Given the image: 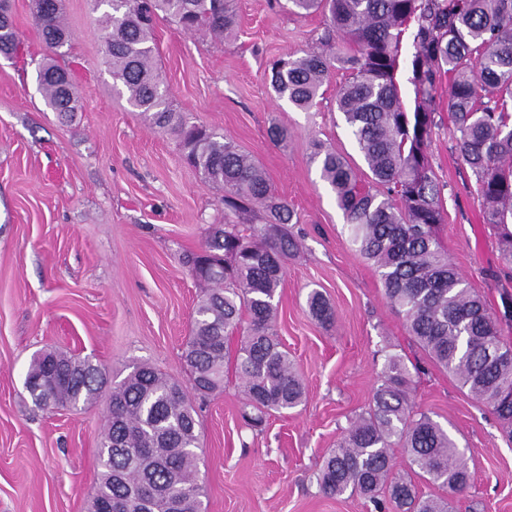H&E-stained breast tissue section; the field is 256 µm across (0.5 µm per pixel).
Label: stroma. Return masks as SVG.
I'll return each instance as SVG.
<instances>
[{
    "label": "stroma",
    "instance_id": "obj_1",
    "mask_svg": "<svg viewBox=\"0 0 512 512\" xmlns=\"http://www.w3.org/2000/svg\"><path fill=\"white\" fill-rule=\"evenodd\" d=\"M10 4L20 50L0 57V512H88L113 387L140 364L189 381L182 354L199 286L184 257L204 246L210 225L223 223V190L187 164L175 135L151 127L113 88L93 0H62L73 35L64 62L80 94L70 117L52 111L37 88L47 49L30 0ZM231 6L238 26L221 38L160 20L159 72L172 107L255 157L298 218L291 230L299 249L286 265L276 331L305 399L257 431L241 417L234 373L223 393L193 397L206 512H373L363 498L325 496L317 474L350 419L367 409L392 355L409 369L414 401L471 458L449 512H512V438L408 333L311 160L317 141L363 163L336 110L346 71L336 69L306 111L272 88V63L314 48L325 15L294 13L288 0ZM449 93L440 80L429 147L446 214L440 239L497 312L512 295V264L460 156ZM274 122L287 128V142L270 138ZM314 289L332 306V324L310 313ZM52 350L103 371L94 403L35 406L25 377L33 358Z\"/></svg>",
    "mask_w": 512,
    "mask_h": 512
}]
</instances>
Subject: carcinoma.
Here are the masks:
<instances>
[{
	"label": "carcinoma",
	"mask_w": 512,
	"mask_h": 512,
	"mask_svg": "<svg viewBox=\"0 0 512 512\" xmlns=\"http://www.w3.org/2000/svg\"><path fill=\"white\" fill-rule=\"evenodd\" d=\"M31 0V15L49 50L37 83L54 112L78 111L76 87L59 59L71 46L61 5ZM298 14H329L322 48L272 65L278 98L311 108L332 69L349 76L337 111L355 140L377 190L360 186L340 154L313 143L312 159L343 212L353 243L379 271L387 303L408 332L461 388L487 404L512 429V344L508 320L492 313L467 286L438 237L445 223L440 188L428 159L436 83L448 76V112L463 162L475 177L486 223L499 231L512 263V0H289ZM104 63L128 103L159 129L173 133L187 162L224 188V223L207 230L205 249L188 256L192 277L205 285L183 352L192 390H224L228 365L242 383L243 420L254 429L304 398L292 359L273 329L288 258L298 244L288 228L294 211L274 193L262 168L224 135L189 122L170 107L154 63L160 17L182 30L222 36L237 25L230 0H95ZM414 26L410 61L417 104L404 110L397 88L403 36ZM19 40L0 22V56ZM315 318L333 312L317 290L308 297ZM243 338L230 354L228 338ZM27 377L53 408L92 401L101 372L88 361L51 351L36 357ZM199 420L187 390L152 366L140 365L112 390L100 438L102 472L89 512H203L197 477ZM426 482L459 492L467 454L408 390V369L387 358L368 409L325 455L317 481L329 497L345 493L387 503L401 512H448V500L424 493L394 474V450ZM149 485L144 501L136 490Z\"/></svg>",
	"instance_id": "1"
}]
</instances>
